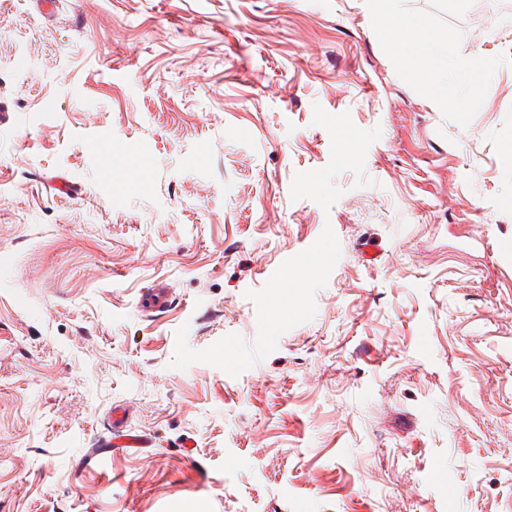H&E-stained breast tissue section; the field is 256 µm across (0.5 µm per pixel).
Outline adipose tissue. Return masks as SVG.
Segmentation results:
<instances>
[{
	"mask_svg": "<svg viewBox=\"0 0 512 512\" xmlns=\"http://www.w3.org/2000/svg\"><path fill=\"white\" fill-rule=\"evenodd\" d=\"M369 10L391 46L397 65L414 78L427 81L435 96H444L448 64L442 57V49L448 40L447 33L402 14L398 0H369Z\"/></svg>",
	"mask_w": 512,
	"mask_h": 512,
	"instance_id": "ef3b65f1",
	"label": "adipose tissue"
}]
</instances>
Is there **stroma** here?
I'll return each instance as SVG.
<instances>
[{
  "label": "stroma",
  "mask_w": 512,
  "mask_h": 512,
  "mask_svg": "<svg viewBox=\"0 0 512 512\" xmlns=\"http://www.w3.org/2000/svg\"><path fill=\"white\" fill-rule=\"evenodd\" d=\"M399 5L475 103L367 0H0V512H512V0ZM399 0H369V10L381 35L391 46L396 64L414 78L426 80L438 98L445 95L448 64L442 48L447 32L436 31L423 20L403 15ZM169 300V291L163 283H158L153 288H147L146 298L140 307V313L146 317L162 311Z\"/></svg>",
  "instance_id": "35a3bbf8"
}]
</instances>
